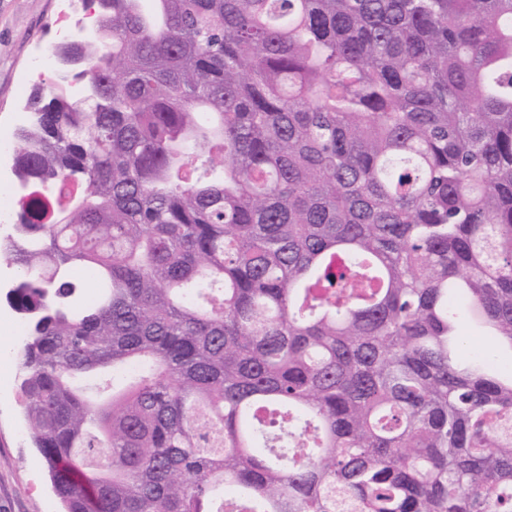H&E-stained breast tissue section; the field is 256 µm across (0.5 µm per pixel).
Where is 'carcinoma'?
Segmentation results:
<instances>
[{
    "mask_svg": "<svg viewBox=\"0 0 512 512\" xmlns=\"http://www.w3.org/2000/svg\"><path fill=\"white\" fill-rule=\"evenodd\" d=\"M93 3L0 245L64 512H512V0ZM473 325L474 322L471 320V316L469 315L463 322V326L466 330L465 333L470 335V339L464 345L462 355L464 357H472L474 355L487 357L496 363L502 373L508 374L509 371H512V360H510V358L505 354H498L485 339L486 336H483L478 330L471 328Z\"/></svg>",
    "mask_w": 512,
    "mask_h": 512,
    "instance_id": "1",
    "label": "carcinoma"
}]
</instances>
